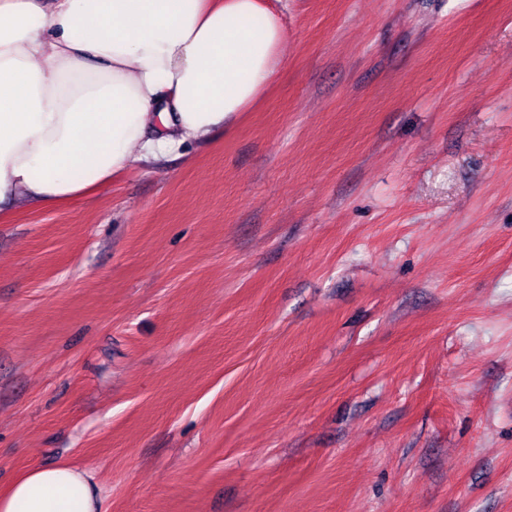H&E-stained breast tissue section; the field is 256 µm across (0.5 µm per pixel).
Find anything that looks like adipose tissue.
Returning <instances> with one entry per match:
<instances>
[{"instance_id": "1", "label": "adipose tissue", "mask_w": 512, "mask_h": 512, "mask_svg": "<svg viewBox=\"0 0 512 512\" xmlns=\"http://www.w3.org/2000/svg\"><path fill=\"white\" fill-rule=\"evenodd\" d=\"M272 0H0V211L54 207L262 98L283 59ZM0 512H104L86 468L37 465Z\"/></svg>"}]
</instances>
